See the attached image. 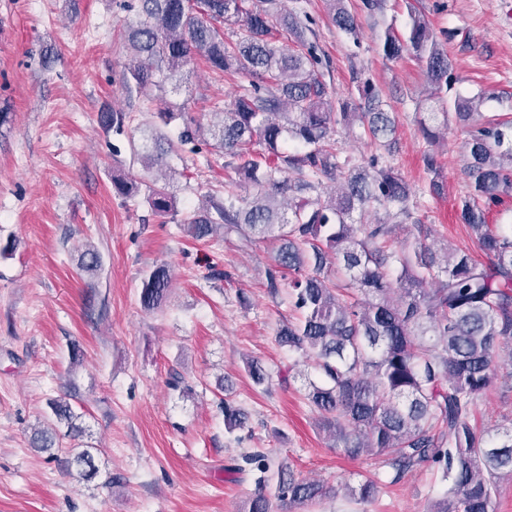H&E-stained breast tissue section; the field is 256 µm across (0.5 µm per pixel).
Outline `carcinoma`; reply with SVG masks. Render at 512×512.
Here are the masks:
<instances>
[{
	"label": "carcinoma",
	"mask_w": 512,
	"mask_h": 512,
	"mask_svg": "<svg viewBox=\"0 0 512 512\" xmlns=\"http://www.w3.org/2000/svg\"><path fill=\"white\" fill-rule=\"evenodd\" d=\"M332 22L355 34L357 15L348 0H326ZM138 20L127 26L131 63L129 90L157 102L161 124L130 140L139 180L113 179L118 192L135 197L146 186L145 202L161 216H174L170 190L177 171L167 158L197 142L221 153L224 167L251 188L242 200L212 196L182 220L195 240L219 230L245 241L272 239L277 249L265 270V288L276 297L288 289L297 317L284 323L278 343L311 365L306 399L320 429L350 459L374 456L387 468L389 484L407 473L430 468L448 488L427 512H495L497 481L512 478V425L485 429L475 419L479 399L494 385L512 380L499 364L512 351V228L487 221L489 210L512 195V119H487L478 111L485 96L454 99V116L465 133L464 168L469 192L458 219L485 257L464 251L439 255L419 240L397 245V229L412 218L415 191L388 163L397 115L368 79L356 78L358 98L333 111L324 68L327 63L307 37L311 28L284 10L281 0H131ZM288 37L295 47L280 43ZM389 60L413 55L425 65L428 81L448 84L450 60L430 25L412 17L409 35L387 33ZM216 73L241 77L233 102L214 120L200 124L187 112L167 106V85L176 91L184 69L195 59ZM436 96L422 108L419 125L428 143L437 138L448 113L438 112ZM128 113L105 111L99 122L123 135ZM359 123L377 153L356 165L338 160V130ZM424 163L431 178L427 192L443 189L437 157ZM339 183L324 196L322 179ZM384 208L387 218H370ZM172 269L156 265L142 280L140 302L148 311L167 299ZM53 417L34 429L32 443L55 447V422L70 433L74 413L51 403ZM224 424L243 428L241 410L224 402ZM244 462L259 472L262 489L273 465L256 451ZM274 498L258 493L249 512H273L317 498L369 503L381 480L363 476L354 483L328 485L295 477L277 466Z\"/></svg>",
	"instance_id": "1"
}]
</instances>
